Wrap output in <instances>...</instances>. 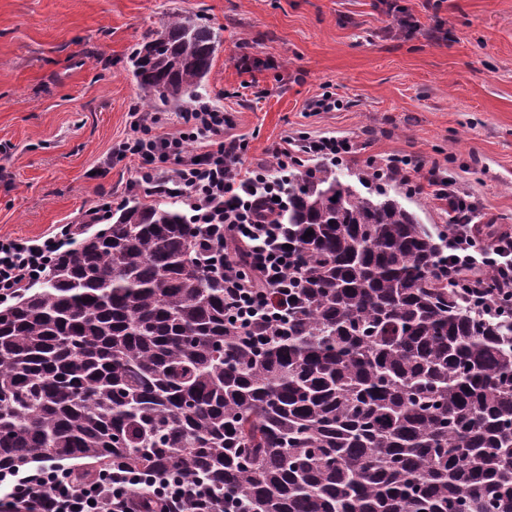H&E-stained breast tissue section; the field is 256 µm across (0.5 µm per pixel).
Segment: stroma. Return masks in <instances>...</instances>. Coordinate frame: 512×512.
<instances>
[{"mask_svg": "<svg viewBox=\"0 0 512 512\" xmlns=\"http://www.w3.org/2000/svg\"><path fill=\"white\" fill-rule=\"evenodd\" d=\"M394 3L412 36L388 32L381 0H0V235L45 236L106 192L125 202L136 161H104L145 98L131 56L173 13L220 28L205 97L248 159L287 135L368 128L349 169L446 160L479 223L512 230V0ZM326 91L340 110L308 111ZM387 193L422 223L449 221L430 191Z\"/></svg>", "mask_w": 512, "mask_h": 512, "instance_id": "stroma-1", "label": "stroma"}]
</instances>
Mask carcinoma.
I'll return each mask as SVG.
<instances>
[{
	"instance_id": "1",
	"label": "carcinoma",
	"mask_w": 512,
	"mask_h": 512,
	"mask_svg": "<svg viewBox=\"0 0 512 512\" xmlns=\"http://www.w3.org/2000/svg\"><path fill=\"white\" fill-rule=\"evenodd\" d=\"M219 45L171 17L132 57L151 106L199 98ZM279 220L301 283L263 345L171 198L127 201L0 308V471L121 460L247 512H512V314L435 279L427 225L339 168L291 173Z\"/></svg>"
}]
</instances>
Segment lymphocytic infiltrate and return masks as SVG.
Masks as SVG:
<instances>
[{"instance_id": "lymphocytic-infiltrate-1", "label": "lymphocytic infiltrate", "mask_w": 512, "mask_h": 512, "mask_svg": "<svg viewBox=\"0 0 512 512\" xmlns=\"http://www.w3.org/2000/svg\"><path fill=\"white\" fill-rule=\"evenodd\" d=\"M227 121L218 107L195 101L179 114L175 132L164 131L158 112L134 115L135 133L117 142L111 158L136 160L127 192L145 197L174 194L201 228L197 260L224 283V315L241 335L253 338L256 325H277L288 317L296 284L288 271L295 262L288 227L290 170L316 158L336 160L353 154L352 143L331 136H287L267 159L247 163L245 140L225 135ZM382 175L407 190L430 189L450 205L447 252L434 274L486 302L485 273L496 280V308L512 309V232L484 233L474 224V206L447 169L421 156L393 153L380 165ZM112 212L101 199L77 222L58 224L39 239L0 236V299L17 298L45 277L63 248ZM148 487L153 512H221L215 492L204 483L157 473L134 474L122 463L83 473L51 465L35 473L0 475V512H144L139 494Z\"/></svg>"}]
</instances>
